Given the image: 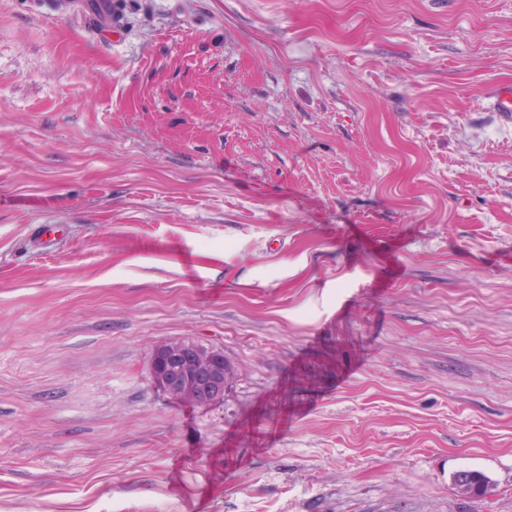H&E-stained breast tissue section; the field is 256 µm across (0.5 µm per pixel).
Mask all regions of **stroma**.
<instances>
[{
    "label": "stroma",
    "instance_id": "stroma-1",
    "mask_svg": "<svg viewBox=\"0 0 512 512\" xmlns=\"http://www.w3.org/2000/svg\"><path fill=\"white\" fill-rule=\"evenodd\" d=\"M88 2L0 0V512H512V0ZM149 369L164 392L202 407L222 404L235 375L223 349L183 339L156 344Z\"/></svg>",
    "mask_w": 512,
    "mask_h": 512
}]
</instances>
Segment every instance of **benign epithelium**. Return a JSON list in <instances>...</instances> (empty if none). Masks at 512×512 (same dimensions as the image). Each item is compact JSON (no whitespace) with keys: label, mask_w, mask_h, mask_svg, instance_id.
<instances>
[{"label":"benign epithelium","mask_w":512,"mask_h":512,"mask_svg":"<svg viewBox=\"0 0 512 512\" xmlns=\"http://www.w3.org/2000/svg\"><path fill=\"white\" fill-rule=\"evenodd\" d=\"M149 369L164 392L202 407L224 403L234 379L224 350L183 339L156 344Z\"/></svg>","instance_id":"benign-epithelium-1"}]
</instances>
